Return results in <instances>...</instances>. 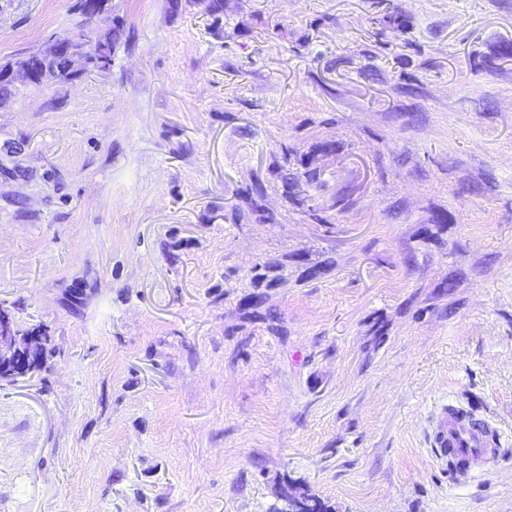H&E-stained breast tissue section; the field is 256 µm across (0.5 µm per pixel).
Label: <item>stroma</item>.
<instances>
[{"label": "stroma", "instance_id": "1", "mask_svg": "<svg viewBox=\"0 0 512 512\" xmlns=\"http://www.w3.org/2000/svg\"><path fill=\"white\" fill-rule=\"evenodd\" d=\"M75 2L0 0V65ZM221 3L0 100V512H512V0ZM444 402L503 436L460 486ZM13 322L0 311V377L4 369L20 373L36 362L38 341L34 336H18ZM21 339V342H20Z\"/></svg>", "mask_w": 512, "mask_h": 512}]
</instances>
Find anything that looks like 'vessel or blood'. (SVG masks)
<instances>
[{"instance_id": "1", "label": "vessel or blood", "mask_w": 512, "mask_h": 512, "mask_svg": "<svg viewBox=\"0 0 512 512\" xmlns=\"http://www.w3.org/2000/svg\"><path fill=\"white\" fill-rule=\"evenodd\" d=\"M500 445L498 429L485 417L450 403L439 408L430 431L431 452L457 485L497 461Z\"/></svg>"}]
</instances>
